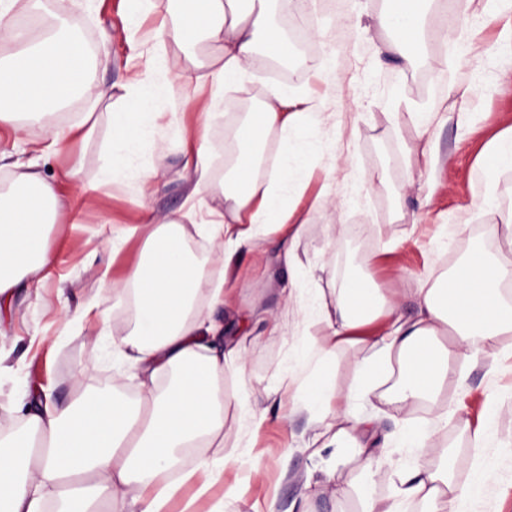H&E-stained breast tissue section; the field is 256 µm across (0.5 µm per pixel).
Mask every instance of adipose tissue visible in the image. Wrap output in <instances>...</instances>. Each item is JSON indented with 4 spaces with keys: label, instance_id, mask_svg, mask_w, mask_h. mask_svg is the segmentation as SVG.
Instances as JSON below:
<instances>
[{
    "label": "adipose tissue",
    "instance_id": "obj_1",
    "mask_svg": "<svg viewBox=\"0 0 512 512\" xmlns=\"http://www.w3.org/2000/svg\"><path fill=\"white\" fill-rule=\"evenodd\" d=\"M16 0H0V40L12 44L0 61V128L22 138L26 126L38 125L58 149L77 138H95L96 123L65 129L54 122L58 106L83 86L90 65L83 41L73 35L66 15L52 13L39 36L13 17ZM281 0H173L174 21L165 41L183 49L208 43L218 47L221 64L214 70L217 87L240 84L256 51L271 57L290 52L288 40L270 19ZM430 0H384L381 27L394 31L391 48L405 54L402 29L421 33ZM129 109L111 117L110 171H120L138 155L153 131L144 118L163 84L152 78L135 80ZM283 91L271 90L259 111L248 113L237 127L235 158L224 180V209L205 224L204 232L224 253L225 265L254 244L277 234L296 241L300 225L291 223L285 192L307 166L311 142L305 134L317 103L284 115ZM281 130L284 152L278 169L261 183L258 165L268 134ZM57 183L34 167L19 171L0 193V310L9 308L19 289L52 267L48 232L66 223L70 203ZM142 235L141 257L125 279L101 281L115 304L131 303L130 331L115 355L140 379L136 402L111 392H80L67 402L53 392H29L19 404L21 427L0 435V512H164L178 489L160 485L161 474L178 470L182 449L201 446L218 450V461L235 460L237 448L224 445L225 367L244 366L241 341L216 346L223 324L213 309L226 303L223 280L212 279L209 263L194 258L185 244L179 219L137 224L112 235L113 249L133 235ZM512 281V257L471 254L451 275L426 281L419 290L420 309L403 314L396 302L365 280L351 278L342 287L316 291L311 313L327 324L320 341L299 354L307 373L302 385L317 407V447L351 448L366 458L360 473L365 491L363 512H406L423 503L428 512H473L494 471L482 450L485 431H476L478 449L473 478L453 483L444 466L413 465L394 474L392 490L383 500L368 491L380 474L377 447L381 438L373 417L355 411L358 398L380 390L384 400L400 409L435 402L443 383L460 361L493 355L503 337L512 335V297L501 286ZM209 307L201 309V290ZM362 350L352 384L338 390L323 372L341 349ZM167 374V386L156 384Z\"/></svg>",
    "mask_w": 512,
    "mask_h": 512
}]
</instances>
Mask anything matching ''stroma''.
I'll list each match as a JSON object with an SVG mask.
<instances>
[{
  "label": "stroma",
  "mask_w": 512,
  "mask_h": 512,
  "mask_svg": "<svg viewBox=\"0 0 512 512\" xmlns=\"http://www.w3.org/2000/svg\"><path fill=\"white\" fill-rule=\"evenodd\" d=\"M156 8L136 16L130 0H65L67 16L93 48L89 77L55 121L70 127L93 112L97 135L90 143L71 140L62 150L36 159V168L58 179L62 170L81 162L84 194L60 182L63 197H76L82 223L54 230L55 263L43 283L16 294L11 316L0 320V433L19 428L12 410L20 387L50 385L58 397L75 385L93 389L109 381L115 394L137 393L139 381L127 367L112 360V348L126 338L130 312L114 305L100 280L112 231L151 219L179 218L190 251L218 259L217 248L196 230L212 207H223L221 194L204 196L200 206L187 200L197 160L194 130L207 131V162L212 182L224 183L227 132L239 124L241 93L258 110L271 88L290 100L313 99L325 114L309 125L314 149L300 189L288 196L292 223L301 227L294 245L295 269L280 259L278 240L263 243L261 252L241 253L226 275L224 288L233 306L224 312L225 336L246 337L244 369L227 368L225 395L245 389H272L288 375L296 354L327 332L324 322L304 314V304L319 288L339 287L344 279L370 275L384 293H398L401 310H417L423 281L454 267L474 250L496 254L503 240L484 227L498 215L482 210L484 180L481 164L488 144L512 129V59H504V35L512 30V12L487 15L485 0H471L448 28L429 24L421 42L410 49L417 64L406 67L389 45L393 35L381 28L380 0H298L291 11L276 15L285 36H292L293 15H318L312 31L314 46L292 44L288 59L272 63L265 54L247 64L241 89L222 94L219 114L208 119L211 82H197V69L180 47L161 42L160 30L169 15ZM138 20L137 42L127 39L131 20ZM330 60L321 68L322 60ZM159 70L189 72V84H173L155 102L149 117L156 134L139 156L114 179L108 168V111L127 109L134 76ZM471 87L465 103H452L448 92ZM429 114L419 127L412 113ZM375 181H367V174ZM96 315H85L88 304ZM464 378L449 376L438 408L447 411V427L436 426L433 410L416 407L403 412L377 398L361 401V412L372 414L380 435L389 442L380 456L383 474L372 486L373 497H386L389 476L412 463L409 449L396 439L402 427H421L435 447L448 448V471L467 480L475 450L472 432L490 426L493 446L486 452L495 462L496 479L476 505L477 512H512V449L497 448L512 440V368L490 376L483 363L465 365ZM304 391L294 396L262 399L267 421L255 428L234 403L224 408V441L243 454L225 463L224 474L210 482L201 462L206 449H189L184 483L168 503V512H361L357 491L342 498L313 489L300 502L302 486L313 469L305 449L315 432L304 410ZM498 408L488 418L487 404ZM437 408V409H438ZM260 460L262 477L251 473Z\"/></svg>",
  "instance_id": "1"
}]
</instances>
